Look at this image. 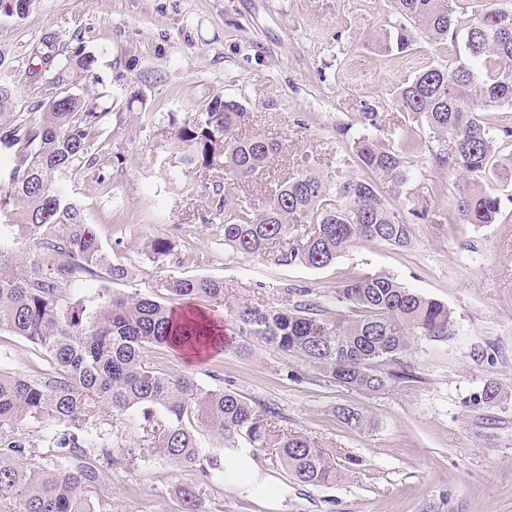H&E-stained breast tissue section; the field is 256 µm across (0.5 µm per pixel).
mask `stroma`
I'll list each match as a JSON object with an SVG mask.
<instances>
[{"mask_svg": "<svg viewBox=\"0 0 512 512\" xmlns=\"http://www.w3.org/2000/svg\"><path fill=\"white\" fill-rule=\"evenodd\" d=\"M398 23L392 0H37L25 18L0 16V81L15 91L13 118L35 120L56 92L31 69L32 47L43 36L55 35L62 54L82 50L98 59L112 110L96 166L72 170L68 185L104 250L133 274L115 291L159 298L177 312L217 311L230 330V309L239 303L276 304L285 290L308 288L332 309L346 277L386 273L447 306L455 320L447 340H413L406 360L417 381L379 394L340 386L268 349L193 362L180 351L153 352L163 370L274 408L282 428L324 446L336 475L301 486L257 456L282 490L266 501L225 488L221 473L207 478L139 449L134 461L102 467L110 512H183L186 488L198 494L199 512H512V178L483 182L505 200L494 223H458V176L436 166L441 143L396 108L395 96L421 69L465 55V40L377 48L376 31ZM217 96L248 107L245 134L284 145L261 177L236 184V196L262 204L276 183L313 160L332 181L341 173L374 179L400 217L427 205V218H411V245L361 239L322 268L225 249L200 219L223 197L224 172L183 166L169 126L170 116L201 111ZM368 110L381 116L380 138L411 142L401 193L353 152V138L368 132ZM157 237L190 250L180 261H153L145 246ZM173 277L221 279L224 299L159 289ZM43 366L31 342L0 332V370L33 374ZM489 381L501 388L490 405L477 399ZM341 406L359 410L369 427L342 423Z\"/></svg>", "mask_w": 512, "mask_h": 512, "instance_id": "35a3bbf8", "label": "stroma"}]
</instances>
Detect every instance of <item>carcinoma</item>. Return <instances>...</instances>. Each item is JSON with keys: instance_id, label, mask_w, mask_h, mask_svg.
I'll use <instances>...</instances> for the list:
<instances>
[{"instance_id": "cac0c4a2", "label": "carcinoma", "mask_w": 512, "mask_h": 512, "mask_svg": "<svg viewBox=\"0 0 512 512\" xmlns=\"http://www.w3.org/2000/svg\"><path fill=\"white\" fill-rule=\"evenodd\" d=\"M33 3L0 0V15L19 18ZM393 8L403 23L395 36L377 34L384 51L406 50L416 34L441 43L465 31L467 56L419 71L399 88L396 104L434 140L449 142L435 162L459 172V222L491 224L502 199L485 191L482 180L490 171L511 174L512 155L496 157L495 127L484 125L478 113L512 107V10L476 9L464 20L453 0H393ZM33 55L60 92L41 104L36 122L0 127V142L18 147L6 195L20 207L15 212L0 202V223L9 228L0 234V331L34 344L49 369L36 375L0 371V501L8 512H99L89 496L101 485L98 461L134 453L113 438V423L122 418L134 442L179 468L224 472L218 453L201 465L202 428L221 435L226 450L242 440L254 455L271 454L298 485L328 482L335 473L330 456L309 437L281 429L277 412L253 406L231 388L208 389L188 374L168 373L146 349H231L249 357L260 346L344 387L375 394L418 379L404 360L411 340L453 335L451 311L385 273L341 282L336 301L343 311L334 315L310 299L309 288L286 290L289 299L278 307L243 304L234 310L235 337L211 319H181L135 291H104L94 304L67 295L79 280L132 278L127 266L105 253L66 184L75 166L97 163L95 144L109 110H94L78 93L80 84L95 81L94 55L63 56L47 36ZM249 120L246 105L231 97H215L182 119L171 117L172 138L187 148L181 163L198 171L222 169L230 181L263 174L283 146L239 133ZM353 151L362 167L390 174L395 186L409 180L402 152L393 146L360 136ZM202 221L218 225L232 252L271 256L286 266H327L358 239L396 247L412 242L411 223L392 213L373 183L348 174L329 182L313 165L276 184L264 206L224 197ZM174 249L164 237L147 243L152 259ZM159 287L176 296L224 299V281L210 277L171 278ZM338 417L353 428L365 425L353 408H340ZM25 421L41 425V442L57 449L54 459L24 456Z\"/></svg>"}]
</instances>
